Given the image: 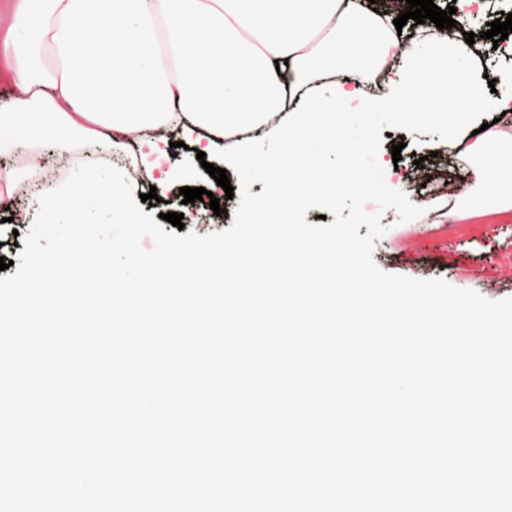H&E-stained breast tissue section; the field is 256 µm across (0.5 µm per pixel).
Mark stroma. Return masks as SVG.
<instances>
[{
  "mask_svg": "<svg viewBox=\"0 0 512 512\" xmlns=\"http://www.w3.org/2000/svg\"><path fill=\"white\" fill-rule=\"evenodd\" d=\"M370 146L357 154L350 163L354 175L371 183L413 184L419 167L438 172L456 170L458 160L454 149L448 146V133L442 126L424 122L399 123L388 116L371 120ZM402 144L401 159L397 169L386 170L376 163V154L391 156L392 147ZM423 157V165H416L415 157ZM225 168L232 187H239V177L234 168L226 167L222 150L209 151L205 161H198L194 149L172 147L168 150L166 164L170 167L188 168L194 173L193 186L210 188L212 180L205 171V164ZM135 194L156 191L157 204H142V211L159 215L168 212L183 214L185 232L204 235L222 231L232 226L238 199H222V215H215L207 202L183 203L178 189L164 182L149 183L132 179ZM423 198L436 199L439 208L421 217L402 223L394 209L379 210L377 203L364 205L366 212H382V225L387 231L376 240L373 259L383 271L417 279L440 278L454 287L477 291L487 299L496 301L512 297V222L490 223L485 217H475L472 229L464 235L452 231L441 211L448 206L446 195L422 192Z\"/></svg>",
  "mask_w": 512,
  "mask_h": 512,
  "instance_id": "obj_1",
  "label": "stroma"
}]
</instances>
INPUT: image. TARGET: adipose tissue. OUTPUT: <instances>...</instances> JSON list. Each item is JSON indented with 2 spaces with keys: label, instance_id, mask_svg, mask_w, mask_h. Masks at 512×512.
Instances as JSON below:
<instances>
[{
  "label": "adipose tissue",
  "instance_id": "adipose-tissue-1",
  "mask_svg": "<svg viewBox=\"0 0 512 512\" xmlns=\"http://www.w3.org/2000/svg\"><path fill=\"white\" fill-rule=\"evenodd\" d=\"M463 32L459 23L412 43L392 70L386 53L400 38L370 0H0V61L14 80L0 155L18 161L0 169V205L12 202L20 172L40 182L47 143L130 152L150 174L161 159L153 132L166 128L196 145L225 142L239 170L278 183L246 218L289 224L308 197L370 192L329 175L312 147L349 149L361 121L391 113L447 128L471 183L449 223L510 210L512 71L497 73L488 95L470 67L484 43ZM379 74L383 99L364 90ZM478 108L498 121L475 134Z\"/></svg>",
  "mask_w": 512,
  "mask_h": 512
}]
</instances>
